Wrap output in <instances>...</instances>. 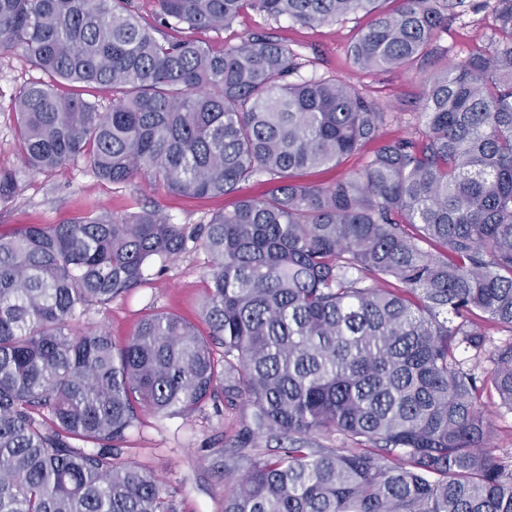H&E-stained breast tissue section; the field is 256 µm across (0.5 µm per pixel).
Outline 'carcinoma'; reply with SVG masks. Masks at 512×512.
<instances>
[{"label":"carcinoma","mask_w":512,"mask_h":512,"mask_svg":"<svg viewBox=\"0 0 512 512\" xmlns=\"http://www.w3.org/2000/svg\"><path fill=\"white\" fill-rule=\"evenodd\" d=\"M486 2V46L425 81L424 129L383 140L396 113L302 76L288 47L256 34L215 51L185 32L246 10L301 25L362 13L353 64L400 70L448 23L440 0H156L151 22L131 0H0V55L76 88L15 96L29 170L86 157L112 185L142 172L193 197L266 186L205 224L154 205L0 234V512H174L115 448L142 411L210 401L250 410L224 512H512L484 403L493 391L512 412V342L492 338L512 332V0ZM101 87L108 112L84 96ZM374 142L359 172L307 179ZM17 190L0 170V204ZM199 247L207 333L166 312L121 345L74 332ZM332 434L345 445H315Z\"/></svg>","instance_id":"1"}]
</instances>
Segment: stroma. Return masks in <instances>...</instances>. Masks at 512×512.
Instances as JSON below:
<instances>
[{
    "instance_id": "35a3bbf8",
    "label": "stroma",
    "mask_w": 512,
    "mask_h": 512,
    "mask_svg": "<svg viewBox=\"0 0 512 512\" xmlns=\"http://www.w3.org/2000/svg\"><path fill=\"white\" fill-rule=\"evenodd\" d=\"M482 3L483 0H452L447 27L437 32L427 54L401 71L367 72L351 65V43L367 23L361 15L303 26L287 19L275 22L249 10L229 28L199 31L195 37L221 49L253 33L267 34L300 55L304 76H336L384 109L410 116L420 109V93L430 74L485 45L493 18ZM45 78V73L22 53L0 56V170L15 172L19 184L15 199L0 205V233L11 234L24 224L66 222L84 215L93 205L120 217L156 204L180 224L207 222L231 205L228 197L192 198L168 193L150 186L144 175L115 189L99 179L84 160L48 173L29 171L22 162L16 137L13 99L25 84ZM209 261L201 249L182 254L128 294L92 307L74 321V330L99 326L121 344L133 335L145 315L166 311L196 324L199 331H206L199 305L208 285ZM242 419L241 408L222 404L207 405L187 419L145 413L127 433L118 460L135 463L158 477L175 512H224V460L228 443Z\"/></svg>"
}]
</instances>
